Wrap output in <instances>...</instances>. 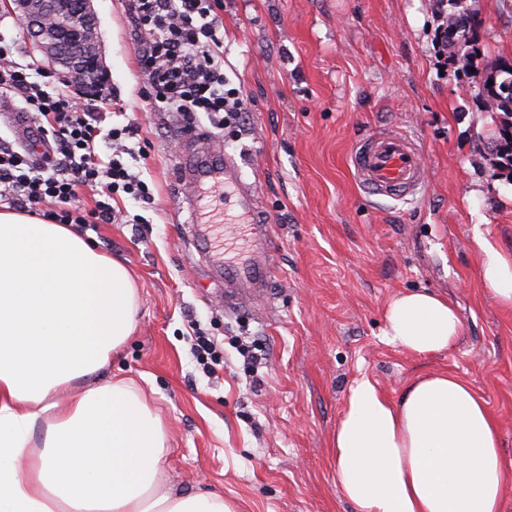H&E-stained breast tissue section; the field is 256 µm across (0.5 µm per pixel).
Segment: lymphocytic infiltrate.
<instances>
[{"instance_id": "f902f5d3", "label": "lymphocytic infiltrate", "mask_w": 512, "mask_h": 512, "mask_svg": "<svg viewBox=\"0 0 512 512\" xmlns=\"http://www.w3.org/2000/svg\"><path fill=\"white\" fill-rule=\"evenodd\" d=\"M213 6L214 0H127L147 79L145 99L182 116L189 130L203 115L216 128L231 127L248 109L243 92L224 73L221 21ZM10 55L0 45V95L22 99L34 131L23 146L0 137V203L42 213L55 224L93 227L121 219L112 205L120 195L148 198V185L123 161L133 124L100 127L120 104L92 103L81 91L62 88L48 71L14 64ZM101 140L108 155L97 150ZM85 187L102 194L90 211L80 200Z\"/></svg>"}]
</instances>
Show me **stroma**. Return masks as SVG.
Here are the masks:
<instances>
[{
    "instance_id": "stroma-1",
    "label": "stroma",
    "mask_w": 512,
    "mask_h": 512,
    "mask_svg": "<svg viewBox=\"0 0 512 512\" xmlns=\"http://www.w3.org/2000/svg\"><path fill=\"white\" fill-rule=\"evenodd\" d=\"M224 72L248 98L219 140L258 184L280 256L267 298L225 312L223 284L188 245L174 173L190 139L173 112L142 98L124 0H94L109 79L103 97L126 105L138 131L124 161L150 189L119 199L122 224L84 229L125 264L140 294L137 329L112 372L134 380L169 432L166 481L224 496L237 512H354L336 490L332 439L354 380L391 399L416 375L466 379L500 428L504 512H512V308L480 280L475 234L512 252V176L490 162L498 114L474 82L442 72L431 0H220ZM479 21L481 63L512 65V0H464ZM0 37L21 65L43 64L23 24L0 8ZM398 130L420 146L421 192L371 197L351 154L365 137ZM428 290L462 321L458 341L417 358L388 344L395 295ZM219 359L203 370L197 337Z\"/></svg>"
}]
</instances>
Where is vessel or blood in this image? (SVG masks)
Instances as JSON below:
<instances>
[{
  "label": "vessel or blood",
  "instance_id": "obj_1",
  "mask_svg": "<svg viewBox=\"0 0 512 512\" xmlns=\"http://www.w3.org/2000/svg\"><path fill=\"white\" fill-rule=\"evenodd\" d=\"M352 165L356 182L372 197L412 196L425 182L420 149L407 137L389 130L360 141L352 155ZM176 182L191 188L186 207V222L193 231L191 241L199 255L222 270L225 309H239L265 297L277 256L261 231L268 222L266 209L255 185L245 181L241 162L232 155H218L214 140L201 136L196 154L178 168ZM219 194L235 207L245 223L259 227L258 233L250 236L244 257L235 262L223 260L221 235L214 219L207 216L211 198Z\"/></svg>",
  "mask_w": 512,
  "mask_h": 512
}]
</instances>
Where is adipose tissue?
I'll use <instances>...</instances> for the list:
<instances>
[{"label": "adipose tissue", "mask_w": 512, "mask_h": 512, "mask_svg": "<svg viewBox=\"0 0 512 512\" xmlns=\"http://www.w3.org/2000/svg\"><path fill=\"white\" fill-rule=\"evenodd\" d=\"M476 243L483 284L512 306V254ZM138 305L128 269L68 225L0 212V512H234L222 495L166 484L161 418L108 373ZM385 321L387 342L417 357L462 328L426 292L395 297ZM333 455L355 512H501L499 425L457 374L418 376L397 401L356 379Z\"/></svg>", "instance_id": "ef3b65f1"}]
</instances>
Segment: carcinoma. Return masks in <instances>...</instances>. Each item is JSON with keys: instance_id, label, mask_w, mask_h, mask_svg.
<instances>
[{"instance_id": "obj_1", "label": "carcinoma", "mask_w": 512, "mask_h": 512, "mask_svg": "<svg viewBox=\"0 0 512 512\" xmlns=\"http://www.w3.org/2000/svg\"><path fill=\"white\" fill-rule=\"evenodd\" d=\"M463 0H448V29L458 30L457 46L448 48V65L454 73H469L482 88L483 95L499 114L498 138L493 149V165L512 171V66L488 65L482 71H471L473 60L480 54L477 32L473 26L459 27V10Z\"/></svg>"}]
</instances>
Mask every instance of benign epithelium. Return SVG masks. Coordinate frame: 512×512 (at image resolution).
I'll return each mask as SVG.
<instances>
[{
  "label": "benign epithelium",
  "instance_id": "7a95c632",
  "mask_svg": "<svg viewBox=\"0 0 512 512\" xmlns=\"http://www.w3.org/2000/svg\"><path fill=\"white\" fill-rule=\"evenodd\" d=\"M27 27L34 48L65 82L93 95L108 77L93 0H4Z\"/></svg>",
  "mask_w": 512,
  "mask_h": 512
}]
</instances>
